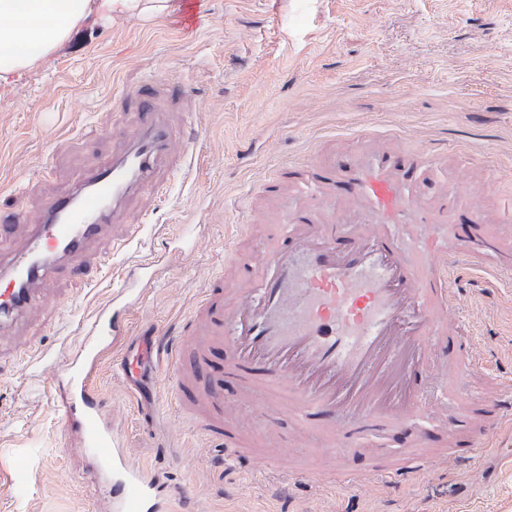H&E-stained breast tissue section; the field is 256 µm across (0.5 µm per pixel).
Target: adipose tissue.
<instances>
[{"label":"adipose tissue","mask_w":512,"mask_h":512,"mask_svg":"<svg viewBox=\"0 0 512 512\" xmlns=\"http://www.w3.org/2000/svg\"><path fill=\"white\" fill-rule=\"evenodd\" d=\"M169 9L170 0H0V88L42 67L90 17L154 18Z\"/></svg>","instance_id":"obj_1"}]
</instances>
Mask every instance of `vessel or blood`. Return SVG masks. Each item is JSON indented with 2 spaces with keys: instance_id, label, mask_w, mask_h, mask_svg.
I'll use <instances>...</instances> for the list:
<instances>
[{
  "instance_id": "obj_1",
  "label": "vessel or blood",
  "mask_w": 512,
  "mask_h": 512,
  "mask_svg": "<svg viewBox=\"0 0 512 512\" xmlns=\"http://www.w3.org/2000/svg\"><path fill=\"white\" fill-rule=\"evenodd\" d=\"M156 98V86L146 84L119 100L137 115L124 149L72 191L50 197L41 221L27 225L22 247L0 253L1 334L44 301L61 274L93 275L79 265L88 246L123 223L126 200L177 154L185 137L158 112ZM266 196L286 224L241 268L240 288L225 290L220 281L207 288L167 364L182 406L212 442L236 449L234 414L224 402L230 375L269 409L288 407L296 436L319 434L331 448L329 472L344 483L361 487L424 471L429 460L413 447L432 439L417 426L431 419L444 429L456 414L444 402L420 403L423 379L443 384L477 367L472 340L459 334L451 313L448 271L460 254L475 267L487 265L491 243L479 201H451L428 161L380 137L356 152L281 169ZM399 224L451 225L457 244L450 250L426 234L406 254L394 233ZM95 359L85 351L78 374L55 395L57 409L82 428L88 452L111 455L115 512H164L158 484L112 446L89 382ZM197 380L202 389L194 388ZM511 407V393L491 388L466 408L469 435L449 438V453L484 450ZM346 421L394 429L404 453L372 448L371 467L352 470L336 445Z\"/></svg>"
}]
</instances>
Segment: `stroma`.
Wrapping results in <instances>:
<instances>
[{
	"instance_id": "obj_1",
	"label": "stroma",
	"mask_w": 512,
	"mask_h": 512,
	"mask_svg": "<svg viewBox=\"0 0 512 512\" xmlns=\"http://www.w3.org/2000/svg\"><path fill=\"white\" fill-rule=\"evenodd\" d=\"M175 85L194 112L172 105L174 128L195 137L128 207V221L93 244L95 280L61 277L22 325L0 335V512H110L100 483L111 474L62 419L58 377L87 345L86 325L124 294L92 388L131 461L164 482L169 512H512V413L488 453L446 462L404 487L374 493L319 481L293 447L295 420L227 387L245 445L281 446L280 476L250 473L215 447L178 404L159 349L128 382L119 363L131 341L172 343L209 283L261 244L280 215L258 195L288 165L332 141L392 138L413 153L447 147L449 185L461 171L481 186L489 235L512 254V0H173L153 20L93 18L77 41L19 84L0 90V213L34 221L48 197L107 162L134 113L115 108L146 80ZM455 318L476 345L482 374L455 391L512 386V269L459 259Z\"/></svg>"
}]
</instances>
